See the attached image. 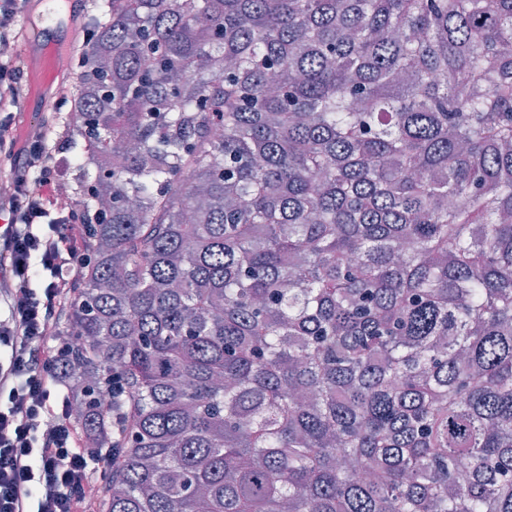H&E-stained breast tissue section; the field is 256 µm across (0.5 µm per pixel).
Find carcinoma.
Listing matches in <instances>:
<instances>
[{"mask_svg": "<svg viewBox=\"0 0 512 512\" xmlns=\"http://www.w3.org/2000/svg\"><path fill=\"white\" fill-rule=\"evenodd\" d=\"M114 2L54 133L96 512H512V0Z\"/></svg>", "mask_w": 512, "mask_h": 512, "instance_id": "cac0c4a2", "label": "carcinoma"}]
</instances>
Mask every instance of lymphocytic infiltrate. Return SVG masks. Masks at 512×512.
<instances>
[{"mask_svg": "<svg viewBox=\"0 0 512 512\" xmlns=\"http://www.w3.org/2000/svg\"><path fill=\"white\" fill-rule=\"evenodd\" d=\"M26 0H0V512H89L107 462L90 451L63 394L66 347L52 342L88 260V221L64 205L49 163L47 112L33 137L18 108L30 93L15 47Z\"/></svg>", "mask_w": 512, "mask_h": 512, "instance_id": "f902f5d3", "label": "lymphocytic infiltrate"}]
</instances>
